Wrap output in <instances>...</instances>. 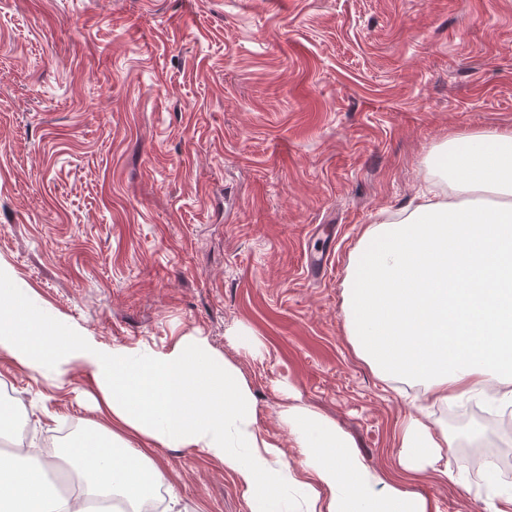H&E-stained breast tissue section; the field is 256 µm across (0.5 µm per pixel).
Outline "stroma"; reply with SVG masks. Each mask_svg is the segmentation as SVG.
<instances>
[{"mask_svg": "<svg viewBox=\"0 0 512 512\" xmlns=\"http://www.w3.org/2000/svg\"><path fill=\"white\" fill-rule=\"evenodd\" d=\"M494 129L512 130V0H0V267L62 331L141 352L194 334L237 364L291 464L288 512L309 478L292 389L431 512H486L512 479L468 460L512 457V426L482 401L455 429L428 402L439 469L463 481L404 474L420 384L356 355L341 283L365 226L416 203L434 146ZM5 386L32 461L111 424L78 397L89 367L59 387L0 353ZM151 456L186 512H249L200 449Z\"/></svg>", "mask_w": 512, "mask_h": 512, "instance_id": "stroma-1", "label": "stroma"}]
</instances>
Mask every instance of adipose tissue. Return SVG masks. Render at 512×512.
<instances>
[{
    "mask_svg": "<svg viewBox=\"0 0 512 512\" xmlns=\"http://www.w3.org/2000/svg\"><path fill=\"white\" fill-rule=\"evenodd\" d=\"M419 203L367 225L342 282L344 327L356 354L385 377L422 381L419 401L465 397L512 405V131L450 136L430 152ZM0 353L31 375L93 369L96 406L113 428L92 425L59 458L77 474L66 494L21 450L0 452V512H90L94 499L138 512L162 484L149 445L197 448L223 464L250 512H284L291 466L260 433L252 389L230 360L197 336L140 356L91 336L61 334L33 289L0 269ZM284 421L314 482L305 512H428L427 500L386 482L331 420L291 406ZM132 431L143 445L124 438ZM401 470L434 469L447 433L415 415L398 435Z\"/></svg>",
    "mask_w": 512,
    "mask_h": 512,
    "instance_id": "ef3b65f1",
    "label": "adipose tissue"
}]
</instances>
